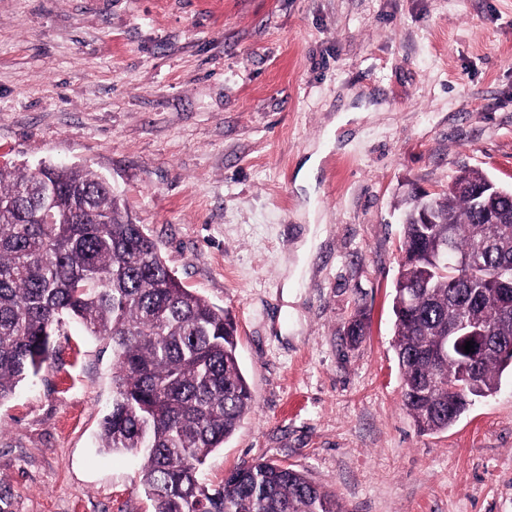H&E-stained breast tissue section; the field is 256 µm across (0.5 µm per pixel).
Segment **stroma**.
Returning <instances> with one entry per match:
<instances>
[{
	"mask_svg": "<svg viewBox=\"0 0 512 512\" xmlns=\"http://www.w3.org/2000/svg\"><path fill=\"white\" fill-rule=\"evenodd\" d=\"M41 161L105 176L233 321L254 408L204 482L270 461L344 512H512V375L419 433L391 311L408 190L512 187V0H0V167ZM113 363L64 327L0 402V512H152L101 448Z\"/></svg>",
	"mask_w": 512,
	"mask_h": 512,
	"instance_id": "1",
	"label": "stroma"
}]
</instances>
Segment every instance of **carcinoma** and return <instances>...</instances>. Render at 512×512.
Returning a JSON list of instances; mask_svg holds the SVG:
<instances>
[{
    "instance_id": "obj_1",
    "label": "carcinoma",
    "mask_w": 512,
    "mask_h": 512,
    "mask_svg": "<svg viewBox=\"0 0 512 512\" xmlns=\"http://www.w3.org/2000/svg\"><path fill=\"white\" fill-rule=\"evenodd\" d=\"M488 180L465 168L453 183L468 192L401 201L392 347L404 409L423 434L453 426L512 371V311H500L495 281L498 270L512 273V189L497 186L480 206ZM423 207L434 223H421ZM446 239L471 271L428 260ZM464 320L487 324L479 349L437 359L448 326ZM68 322L112 341L101 448L142 456L154 512H343L336 495L277 463L243 464L212 489L200 482L253 408L233 322L172 273L104 176L63 164L0 168V402L39 373Z\"/></svg>"
}]
</instances>
